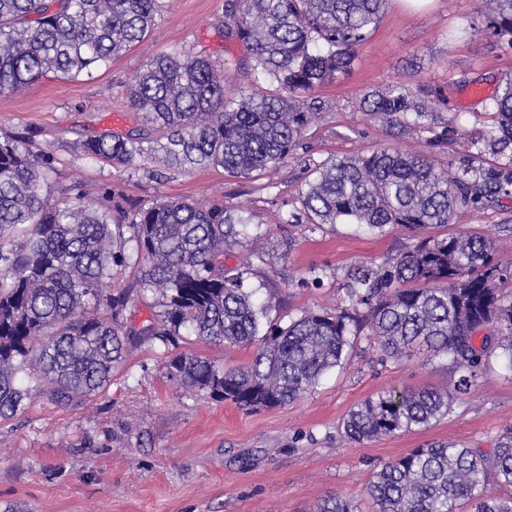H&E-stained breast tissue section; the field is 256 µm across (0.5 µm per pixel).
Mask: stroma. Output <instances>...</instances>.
<instances>
[{"label":"stroma","instance_id":"1","mask_svg":"<svg viewBox=\"0 0 512 512\" xmlns=\"http://www.w3.org/2000/svg\"><path fill=\"white\" fill-rule=\"evenodd\" d=\"M224 2L163 0L151 32L92 76H48L0 93V136L32 128L31 150H54L58 163L43 188L53 201L66 185H81L92 197L111 184L146 204H223L247 224L226 263L250 261V287L284 326L304 310L341 307L351 268L381 263L412 244L398 228L381 235L354 224L288 223L311 166L395 146L428 152L436 169H447L461 146L428 148L440 131L437 117L454 118L468 133L490 126L498 81L512 74V47L486 29L477 0H389L351 72L307 94L314 115L303 147L274 172L236 178L203 168L156 178L147 157L126 170L79 153L89 136L142 125L126 90L157 55L179 50L219 65L231 61L230 87L252 90L249 54L225 33ZM416 83L435 120L390 127L360 107L368 93ZM447 230L494 240L499 260L512 265V200L457 209ZM168 357L164 346L139 347L96 396L59 406L40 394L0 421V512H312L333 495L362 504L373 474L410 450L435 442L488 448L512 428V370L501 360L430 428L359 445L341 428L353 406L393 385L452 386L459 374L450 361L423 349L385 360L362 335L344 367L303 398L249 412L171 381Z\"/></svg>","mask_w":512,"mask_h":512}]
</instances>
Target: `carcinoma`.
<instances>
[{
    "label": "carcinoma",
    "mask_w": 512,
    "mask_h": 512,
    "mask_svg": "<svg viewBox=\"0 0 512 512\" xmlns=\"http://www.w3.org/2000/svg\"><path fill=\"white\" fill-rule=\"evenodd\" d=\"M389 0H226V34L247 49L253 83L269 91L234 92L207 56L179 51L144 65L128 89L131 107L153 133L102 131L81 153L131 169L154 157L167 169L222 168L248 178L278 167L303 138L311 113L299 98L349 72L356 50L377 27ZM487 27L512 46V0H478ZM161 0H0V92L48 73L70 79L141 41ZM425 91L397 86L373 95L370 112L387 123L429 116ZM493 125L463 136V150L438 171L425 153L385 147L332 158L315 168L289 224L401 227L416 243L379 264L358 266L344 284L343 307L307 310L287 326L268 322V306L247 287L249 262L224 267L229 242L243 234L224 206L186 199L150 205L105 184L86 200L79 185L42 194L56 156L28 148L34 131L0 138V420L23 412L32 387L59 405L96 395L131 349L197 341L255 347L250 362L225 368L191 350L166 363L168 377L242 410L285 406L310 392L348 359L351 337L368 330L396 358L423 342L447 358L451 389L383 390L351 409L346 436L364 444L426 428L496 358L512 370V301L499 292L512 266L481 236L430 235L460 207L481 210L512 198V76L493 100ZM498 158L495 163L488 157ZM135 266L140 291L160 310L141 325L126 315L132 288L116 292L118 267ZM512 429L494 447L434 443L414 448L375 473L365 489L373 512H512ZM314 512H360L329 497Z\"/></svg>",
    "instance_id": "carcinoma-1"
}]
</instances>
